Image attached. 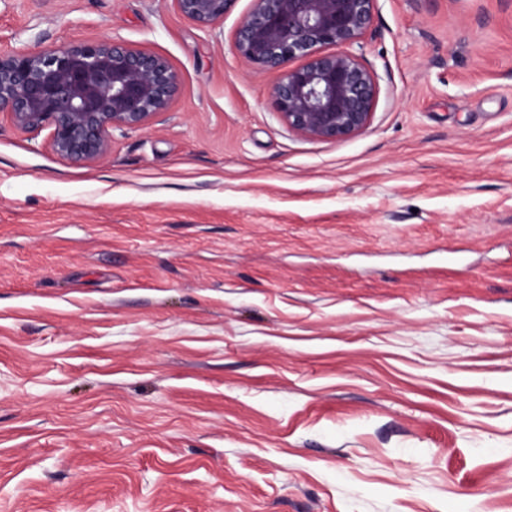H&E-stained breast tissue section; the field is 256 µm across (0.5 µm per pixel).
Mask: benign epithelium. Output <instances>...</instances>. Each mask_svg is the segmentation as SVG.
I'll return each instance as SVG.
<instances>
[{
  "mask_svg": "<svg viewBox=\"0 0 512 512\" xmlns=\"http://www.w3.org/2000/svg\"><path fill=\"white\" fill-rule=\"evenodd\" d=\"M206 29L224 25L236 0H172ZM376 0H253L235 50L258 70H276L270 89L288 128L318 141L352 138L369 124L375 78L351 51L371 26ZM180 76L157 54L107 39L0 54V116L19 130H50L62 159H105L112 132L139 131L165 111Z\"/></svg>",
  "mask_w": 512,
  "mask_h": 512,
  "instance_id": "benign-epithelium-1",
  "label": "benign epithelium"
}]
</instances>
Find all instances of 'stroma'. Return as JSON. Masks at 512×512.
Masks as SVG:
<instances>
[{
    "label": "stroma",
    "instance_id": "35a3bbf8",
    "mask_svg": "<svg viewBox=\"0 0 512 512\" xmlns=\"http://www.w3.org/2000/svg\"><path fill=\"white\" fill-rule=\"evenodd\" d=\"M171 0H0L181 88L77 166L0 120V512H512V0H377L369 125Z\"/></svg>",
    "mask_w": 512,
    "mask_h": 512
}]
</instances>
